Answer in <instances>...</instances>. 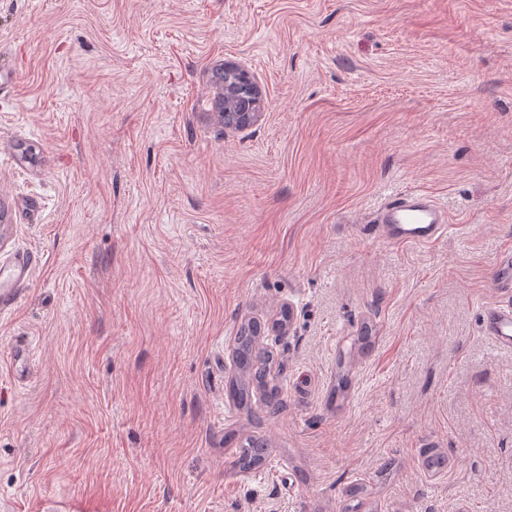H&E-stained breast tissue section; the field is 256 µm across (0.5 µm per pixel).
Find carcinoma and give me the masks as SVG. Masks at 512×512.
Instances as JSON below:
<instances>
[{
  "label": "carcinoma",
  "instance_id": "1",
  "mask_svg": "<svg viewBox=\"0 0 512 512\" xmlns=\"http://www.w3.org/2000/svg\"><path fill=\"white\" fill-rule=\"evenodd\" d=\"M258 325L251 324L241 330L237 338L233 364L239 379L230 385V394L238 405L251 406L254 391H262L269 403L279 401L280 389L266 379L264 366L269 363L270 351L259 346ZM267 456V443L254 438L242 450L241 464L245 469L263 465Z\"/></svg>",
  "mask_w": 512,
  "mask_h": 512
}]
</instances>
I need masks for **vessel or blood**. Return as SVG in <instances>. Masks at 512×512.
<instances>
[{
    "instance_id": "obj_1",
    "label": "vessel or blood",
    "mask_w": 512,
    "mask_h": 512,
    "mask_svg": "<svg viewBox=\"0 0 512 512\" xmlns=\"http://www.w3.org/2000/svg\"><path fill=\"white\" fill-rule=\"evenodd\" d=\"M374 231L383 242L425 246L448 230V214L432 199L404 194L391 199L374 217ZM37 264L30 251L16 252L0 262V316L21 295L20 284L28 281ZM483 333L496 345L512 350V302H494L483 308Z\"/></svg>"
}]
</instances>
